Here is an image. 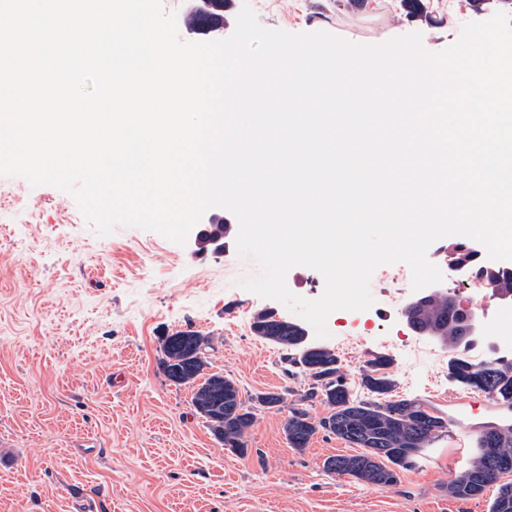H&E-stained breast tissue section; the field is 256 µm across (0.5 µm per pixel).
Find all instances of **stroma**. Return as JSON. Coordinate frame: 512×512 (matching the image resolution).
Listing matches in <instances>:
<instances>
[{
  "label": "stroma",
  "instance_id": "obj_1",
  "mask_svg": "<svg viewBox=\"0 0 512 512\" xmlns=\"http://www.w3.org/2000/svg\"><path fill=\"white\" fill-rule=\"evenodd\" d=\"M423 2L426 21L409 19L400 0H367L355 12L344 0H228L224 33L247 3L268 28L364 44L418 32L438 52L496 12L472 0ZM224 243L216 255L137 227L102 237L70 193L0 177V512H78L83 503L94 512H488L495 487L465 500L445 489L476 446L463 417L390 487L328 473L326 458L352 452L334 435L289 447L285 422L311 379L286 374L278 347L251 323L264 311L301 318L244 289L258 264L238 255L235 236ZM411 287L408 276H372L361 342L350 343L342 310L329 316L328 337L307 340L339 355L355 387L389 358L393 399L449 415L472 391L449 377L447 347L407 327ZM185 330L209 339L210 372L231 376L242 398L287 394L280 408L255 409L247 456L197 417L194 385H173L158 368L162 338Z\"/></svg>",
  "mask_w": 512,
  "mask_h": 512
}]
</instances>
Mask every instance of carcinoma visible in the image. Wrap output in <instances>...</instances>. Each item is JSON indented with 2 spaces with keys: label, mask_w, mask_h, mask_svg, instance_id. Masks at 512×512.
I'll list each match as a JSON object with an SVG mask.
<instances>
[{
  "label": "carcinoma",
  "mask_w": 512,
  "mask_h": 512,
  "mask_svg": "<svg viewBox=\"0 0 512 512\" xmlns=\"http://www.w3.org/2000/svg\"><path fill=\"white\" fill-rule=\"evenodd\" d=\"M401 7L409 18L431 20L422 0H401ZM459 247L466 252L454 258L456 265L469 274L475 271L485 274L477 253L468 250L465 242ZM410 322L421 330L441 332L451 352L448 371L457 382L512 406V367L491 358L481 369H474V363L465 356L471 342L465 338V313L452 296L418 302L411 308ZM252 330L257 337L278 345L285 351V360L313 378L302 400L317 399L329 408V414L319 420L313 419L304 408L292 410L284 426L290 447L306 448L322 429L362 449L356 455L327 458L324 461L327 471L379 487L393 486L398 481L397 469L412 467L422 449L448 432V417L429 412L412 400H386V395L394 388L393 379L385 372L389 360L378 358L372 362L371 371L361 378L360 387L366 391L362 396L345 381L336 354L309 345L303 329L290 327L283 332L281 322L273 314L262 312L255 317ZM202 342L208 339L194 331H180L165 337L159 369L175 385L204 378L192 395L193 407L224 447L245 456V437L255 419L252 406L240 398L233 379L219 373L203 377L204 369L209 366L210 346L202 349ZM511 475L512 430L492 428L481 433L469 467L448 483V495L472 499L496 483L497 493L490 512H512Z\"/></svg>",
  "instance_id": "cac0c4a2"
}]
</instances>
